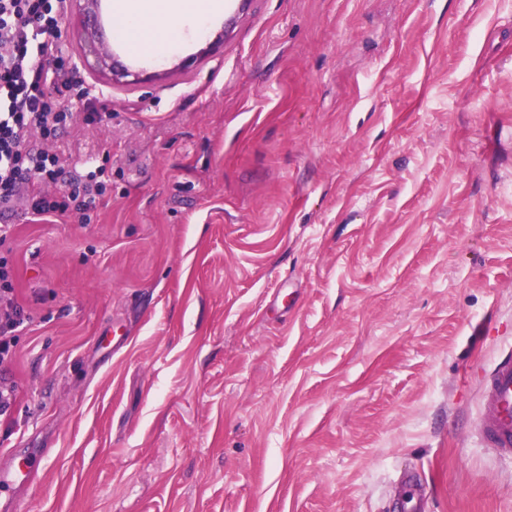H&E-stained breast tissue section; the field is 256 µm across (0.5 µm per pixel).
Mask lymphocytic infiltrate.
Listing matches in <instances>:
<instances>
[{"mask_svg":"<svg viewBox=\"0 0 512 512\" xmlns=\"http://www.w3.org/2000/svg\"><path fill=\"white\" fill-rule=\"evenodd\" d=\"M65 7L66 0H0V214L21 210L87 224L103 194V167L56 194L43 190L65 170L64 158L46 146L72 118L60 107L63 93L91 96L59 44ZM27 320L14 301L12 268L0 259V362L10 355L12 332Z\"/></svg>","mask_w":512,"mask_h":512,"instance_id":"obj_1","label":"lymphocytic infiltrate"}]
</instances>
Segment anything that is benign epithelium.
I'll use <instances>...</instances> for the list:
<instances>
[{"instance_id":"1","label":"benign epithelium","mask_w":512,"mask_h":512,"mask_svg":"<svg viewBox=\"0 0 512 512\" xmlns=\"http://www.w3.org/2000/svg\"><path fill=\"white\" fill-rule=\"evenodd\" d=\"M101 0H69L70 8L83 17L82 28L71 33L80 48L84 65L93 72L107 75L114 85H134L147 76L118 63L103 48V33L98 23Z\"/></svg>"}]
</instances>
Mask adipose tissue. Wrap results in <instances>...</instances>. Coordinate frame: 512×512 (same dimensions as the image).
<instances>
[{"instance_id":"adipose-tissue-1","label":"adipose tissue","mask_w":512,"mask_h":512,"mask_svg":"<svg viewBox=\"0 0 512 512\" xmlns=\"http://www.w3.org/2000/svg\"><path fill=\"white\" fill-rule=\"evenodd\" d=\"M222 8V0H116L115 34L135 51L158 53L175 44L186 22L204 25Z\"/></svg>"}]
</instances>
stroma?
I'll use <instances>...</instances> for the list:
<instances>
[{
    "mask_svg": "<svg viewBox=\"0 0 512 512\" xmlns=\"http://www.w3.org/2000/svg\"><path fill=\"white\" fill-rule=\"evenodd\" d=\"M51 142L91 223L10 215L28 512H512V0H251ZM219 41L211 56L198 53ZM197 56L190 69L185 58ZM479 434L491 447L512 453V351L497 361L483 388Z\"/></svg>",
    "mask_w": 512,
    "mask_h": 512,
    "instance_id": "stroma-1",
    "label": "stroma"
}]
</instances>
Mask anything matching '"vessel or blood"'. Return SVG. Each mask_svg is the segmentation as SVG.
<instances>
[{
    "mask_svg": "<svg viewBox=\"0 0 512 512\" xmlns=\"http://www.w3.org/2000/svg\"><path fill=\"white\" fill-rule=\"evenodd\" d=\"M479 434L493 448L512 453V351L497 361L483 388ZM11 464L0 470V512H19L20 503L10 491L30 485L35 474L26 456L11 451Z\"/></svg>",
    "mask_w": 512,
    "mask_h": 512,
    "instance_id": "1",
    "label": "vessel or blood"
}]
</instances>
